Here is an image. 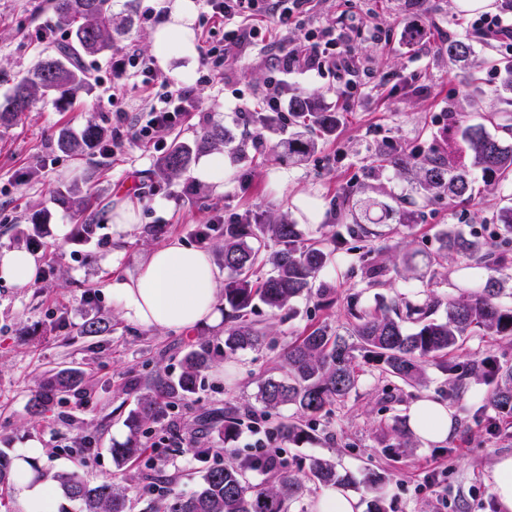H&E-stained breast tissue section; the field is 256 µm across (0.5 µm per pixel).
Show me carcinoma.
Instances as JSON below:
<instances>
[{"instance_id": "1", "label": "carcinoma", "mask_w": 512, "mask_h": 512, "mask_svg": "<svg viewBox=\"0 0 512 512\" xmlns=\"http://www.w3.org/2000/svg\"><path fill=\"white\" fill-rule=\"evenodd\" d=\"M114 0H53L58 24L68 35V42L52 54L40 55L27 76L14 84L0 100V126L8 127L19 115L40 101L68 102L92 90L82 58L106 56L114 42L127 33L124 23L114 22ZM448 57L466 61L473 54L469 42H448ZM499 85L495 95L500 102L512 103V58L496 63ZM288 123L317 131L324 136L334 134L342 124L343 113L336 106L310 97H297L292 103ZM253 129L271 128L277 121L273 112H250L245 117ZM112 140V128L89 123L80 134L67 128L58 131L60 150L74 156L94 154ZM232 143L225 128L214 125L203 128L193 143L175 140L160 157L150 174L154 183H172L186 175L200 151ZM318 141L296 131L279 143L288 156L306 157L315 152ZM458 150L470 158L468 163H452L448 154L434 146L426 151L396 148L391 153L376 154L383 166H393L410 177L419 199L409 207L393 208L381 204L383 220L392 221L389 233L398 227L416 223L421 209L446 200L448 204L474 200V184L481 178L486 186L497 188L512 181V143L488 132L484 125H467L459 131ZM58 201L81 218L92 207L91 198L73 185L56 192ZM370 203L345 193L330 202L334 213L345 212L350 222L339 230L315 238H307L297 224L285 219L267 223L259 213H248L237 224H225L208 234L224 235L222 260L228 272L224 285V353L234 355L256 350L264 342L266 332L249 322L247 316L259 303L273 312H290L294 300L312 291L324 295L327 285L319 281L321 272L338 252L362 251V276L368 288L385 284L389 268L370 258V242L383 236L362 223L363 212ZM502 237L500 248L486 249L476 236L443 229L439 233L441 249L457 260L481 264L486 280L476 289L465 290L448 303L426 294L415 300L398 296L391 305L352 313L353 322L343 335L327 325L312 327L305 336L288 345L282 354L285 375H270L259 385L258 397L267 411L284 406L293 412L283 417L275 428L276 436L293 443L309 438L307 421L331 413V407L344 399L358 383L354 361L360 351L381 373L404 384L424 380L426 366L431 365L448 375V381L464 377L459 367L448 361V355L462 349L473 336H512V204L502 206L493 215ZM445 306L446 317H435L437 308ZM211 366L207 341L190 346L181 360V372L175 378L158 374L141 393L137 407L125 419L128 429L122 442L112 443V458L118 469L137 464L148 451L142 440L144 427L173 422L176 411L197 391V382ZM493 384L489 405L501 415L512 416V364L488 356L473 364ZM81 372L54 369L33 395V407L42 412L62 403L63 396L82 382ZM241 417L229 408L224 421L217 425L218 434L228 441L237 436ZM12 457L0 450V493L11 485ZM259 461L252 457L238 464L220 463L202 471L198 488L190 495L176 489V481L160 474L146 473L143 480L152 484L166 482L167 493L143 500L142 512H288L304 488L303 480L331 487L343 477L336 465L326 459L312 457L304 473L278 469L275 479L267 484H254L249 474L258 470ZM62 495L79 503L80 512H129L131 488L104 480L90 485L74 475L58 476ZM366 490L374 492L372 512H385L378 496L386 477L377 472L365 474Z\"/></svg>"}]
</instances>
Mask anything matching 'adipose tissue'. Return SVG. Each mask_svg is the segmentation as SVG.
Instances as JSON below:
<instances>
[{"label":"adipose tissue","instance_id":"ef3b65f1","mask_svg":"<svg viewBox=\"0 0 512 512\" xmlns=\"http://www.w3.org/2000/svg\"><path fill=\"white\" fill-rule=\"evenodd\" d=\"M194 0H172L153 34L152 53L166 64L175 53L195 56ZM37 265L34 254L0 247V282L24 287ZM219 271L211 254L173 238L148 252L136 272L114 275L109 288L124 319L149 328L180 332L200 325H219L217 281ZM451 411L443 403L422 398L409 410V427L423 441L440 443L453 432ZM45 455L36 440L25 442L14 456L12 482L20 512H57L54 483L36 469Z\"/></svg>","mask_w":512,"mask_h":512}]
</instances>
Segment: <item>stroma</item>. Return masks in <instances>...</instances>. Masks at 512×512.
Segmentation results:
<instances>
[{"instance_id": "1", "label": "stroma", "mask_w": 512, "mask_h": 512, "mask_svg": "<svg viewBox=\"0 0 512 512\" xmlns=\"http://www.w3.org/2000/svg\"><path fill=\"white\" fill-rule=\"evenodd\" d=\"M159 10L158 0H116L115 14L130 17L131 23L111 56L84 57L93 77L91 94L65 106L37 103L14 125L0 127V244L15 245L35 214L48 215L45 235L31 246L39 266L32 283L24 288L0 283V449L11 453L36 440L46 450L41 467L51 475L74 473L92 484L120 478L110 448L125 439L123 421L138 398L128 389V380L150 377L159 368L179 374L184 352L204 338L211 344L212 365L197 393L181 409L174 427L153 425L144 435L156 468L190 492L203 463L181 447V437L196 436L199 447L222 451L228 463L251 457L254 449L246 434L223 440L205 424V416L231 408L244 420L266 423L258 387L277 374L279 355L289 343L319 324L345 330L350 307H376L415 284L394 276L386 286L366 287L357 258L338 254L321 274L332 287L330 296L297 299L290 317L257 306L251 319L267 331L265 345L228 358L223 326L170 333L127 322L109 289L113 276L134 272L150 249L168 239L194 244L191 227L207 222L217 210L227 215L253 211L270 220L285 216L305 235L317 237L330 231L335 218L329 202L346 188L396 204L411 185L390 166L365 176L367 146L416 140L424 147L446 148L452 135L449 112H456L459 124L467 126L501 110L491 91L498 83L494 62L507 51L480 37L472 27L475 13L459 10L454 0H314L311 11L289 28V39H297L304 29L341 22L361 26L372 21L382 31L380 42L358 41L351 47L368 76L354 96L344 99V122L336 134L320 140L317 152L305 161L294 162L269 148L287 138V128H279L267 134L266 148L227 163L220 191L192 176L154 187L149 174L174 138L196 139L208 122L226 127L237 138L246 133L233 92L245 93L250 111H264L263 92L277 52L273 38L248 45L226 61L224 73L207 77L199 72V58L173 57L166 76L197 85V111L159 130L150 141L131 142L113 153L75 158L58 150L55 136L60 128L78 132L91 121L112 124L113 107L124 109L128 124L141 121L151 95L135 77L113 87L112 61L132 53L151 58ZM415 26L424 29V38L406 42L405 30ZM463 38L472 42L475 53L462 69L449 60L446 46ZM66 41L50 0H0V96L39 54ZM410 74L417 77L411 87L404 83ZM132 181L138 188L130 193L126 186ZM71 183L112 205L135 199L138 225L115 242L108 214L92 210L77 220L56 200L57 188ZM511 200L509 183L467 205L434 204L419 224L374 241L373 247L382 261L405 244L431 257L437 272L431 291L444 300L458 296L459 284H479L485 270L475 263L449 261L439 251L438 231H469L475 212L488 215ZM150 226L157 228V236L147 235ZM95 315L111 320V330L84 334L85 321ZM489 355L512 361V337L475 336L452 353V361L466 373L459 390L434 367L427 368L424 383L408 386L359 361L356 390L334 405L331 416L307 440L280 443L281 455L292 469L306 467L312 457L334 462L338 471L350 474L345 487L365 507L371 495L362 479L375 471L388 479L386 512H497L491 469L498 456L512 453V418L488 406L491 387L470 370L471 363ZM66 367L85 371L88 403L77 405L71 396L51 411L32 413L29 402L41 376ZM424 397L448 406L453 434L441 444H425L410 434L398 454L384 453L395 418H407L410 406ZM83 437L93 438L97 450L80 461L69 449Z\"/></svg>"}]
</instances>
